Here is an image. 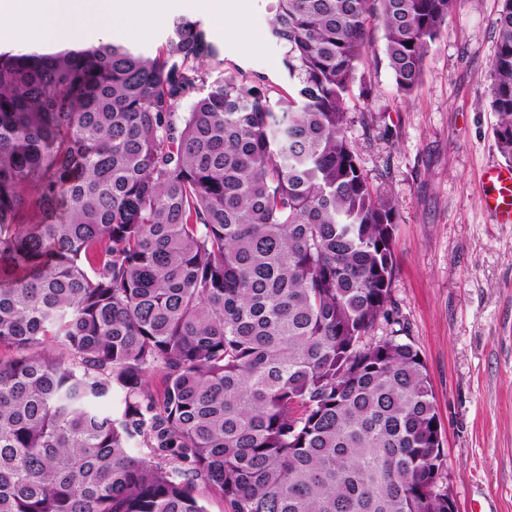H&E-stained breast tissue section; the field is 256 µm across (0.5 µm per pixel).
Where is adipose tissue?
I'll list each match as a JSON object with an SVG mask.
<instances>
[{
    "instance_id": "ef3b65f1",
    "label": "adipose tissue",
    "mask_w": 512,
    "mask_h": 512,
    "mask_svg": "<svg viewBox=\"0 0 512 512\" xmlns=\"http://www.w3.org/2000/svg\"><path fill=\"white\" fill-rule=\"evenodd\" d=\"M136 8L141 20L168 13L172 0H0V42L51 45L123 18Z\"/></svg>"
}]
</instances>
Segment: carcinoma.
Returning <instances> with one entry per match:
<instances>
[{"instance_id":"1","label":"carcinoma","mask_w":512,"mask_h":512,"mask_svg":"<svg viewBox=\"0 0 512 512\" xmlns=\"http://www.w3.org/2000/svg\"><path fill=\"white\" fill-rule=\"evenodd\" d=\"M456 3L278 0L286 96L211 78L198 21L154 57L0 48V512H456L424 361L365 342L400 324L398 208L347 136L371 28L407 97Z\"/></svg>"}]
</instances>
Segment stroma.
<instances>
[{"mask_svg":"<svg viewBox=\"0 0 512 512\" xmlns=\"http://www.w3.org/2000/svg\"><path fill=\"white\" fill-rule=\"evenodd\" d=\"M276 5L245 0L237 28L217 24L204 0L180 14L216 46L211 76L235 68L284 92L283 54L268 35ZM498 9L458 0L407 98L372 30L373 61L348 101L361 166L398 204L392 295L401 336L431 376L457 512H512V224L494 223L481 203L483 168L504 162L490 107Z\"/></svg>","mask_w":512,"mask_h":512,"instance_id":"stroma-1","label":"stroma"}]
</instances>
